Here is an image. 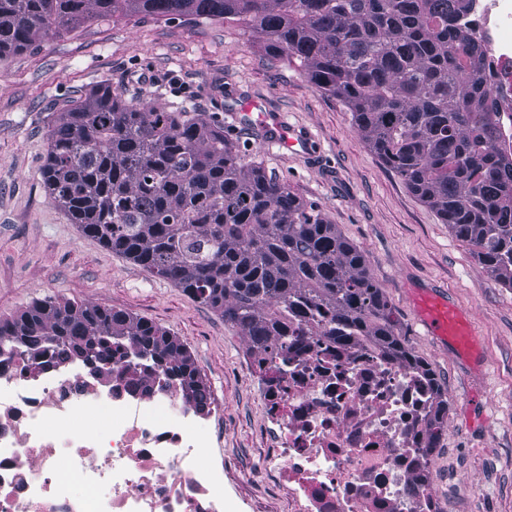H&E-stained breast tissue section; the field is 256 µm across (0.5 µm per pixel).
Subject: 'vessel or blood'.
Returning a JSON list of instances; mask_svg holds the SVG:
<instances>
[{
	"mask_svg": "<svg viewBox=\"0 0 512 512\" xmlns=\"http://www.w3.org/2000/svg\"><path fill=\"white\" fill-rule=\"evenodd\" d=\"M242 121L260 131L267 142L295 151L306 149V138L287 129L282 120L269 119L264 114L243 112ZM419 321L428 335L443 341L449 351L459 354L471 352L476 340L467 326L465 313L436 295L421 294L416 298Z\"/></svg>",
	"mask_w": 512,
	"mask_h": 512,
	"instance_id": "b4317fda",
	"label": "vessel or blood"
}]
</instances>
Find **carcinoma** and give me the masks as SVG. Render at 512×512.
Returning a JSON list of instances; mask_svg holds the SVG:
<instances>
[{"label": "carcinoma", "instance_id": "obj_1", "mask_svg": "<svg viewBox=\"0 0 512 512\" xmlns=\"http://www.w3.org/2000/svg\"><path fill=\"white\" fill-rule=\"evenodd\" d=\"M468 0H0V58L106 17L222 20L352 112L371 150L496 281L512 288V160L493 143L482 48L457 24ZM43 168L71 223L210 306L262 348L288 341L304 310L331 336H368L422 371L392 308L338 227L256 164L224 127L185 106L155 110L103 83L49 130ZM131 340L142 365L178 377L195 407L210 391L182 344L155 323L46 300L0 321V346L62 361H109Z\"/></svg>", "mask_w": 512, "mask_h": 512}]
</instances>
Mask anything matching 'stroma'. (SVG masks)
Masks as SVG:
<instances>
[{
  "mask_svg": "<svg viewBox=\"0 0 512 512\" xmlns=\"http://www.w3.org/2000/svg\"><path fill=\"white\" fill-rule=\"evenodd\" d=\"M111 83L157 109L187 102L336 224L364 256L393 309L396 333L427 362L448 403L434 449L435 491L448 512H512V288L386 168L347 106L272 57L257 37L220 21L139 15L94 20L0 59V321L34 303L68 300L154 322L191 354L224 409V495L238 512H290L265 476L263 414L239 365L243 340L220 313L85 237L42 177L57 112ZM311 137L309 151L266 142L237 120L245 104ZM448 295L468 316L484 367L427 336L412 289Z\"/></svg>",
  "mask_w": 512,
  "mask_h": 512,
  "instance_id": "obj_1",
  "label": "stroma"
}]
</instances>
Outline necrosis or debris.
<instances>
[{
    "label": "necrosis or debris",
    "mask_w": 512,
    "mask_h": 512,
    "mask_svg": "<svg viewBox=\"0 0 512 512\" xmlns=\"http://www.w3.org/2000/svg\"><path fill=\"white\" fill-rule=\"evenodd\" d=\"M495 147L512 156V0H471ZM287 350L243 358L263 407L266 467L292 512H446L433 488L428 378L366 336L288 320ZM131 347L92 365L0 352V512H233L222 409L177 378L132 369Z\"/></svg>",
    "instance_id": "obj_1"
}]
</instances>
